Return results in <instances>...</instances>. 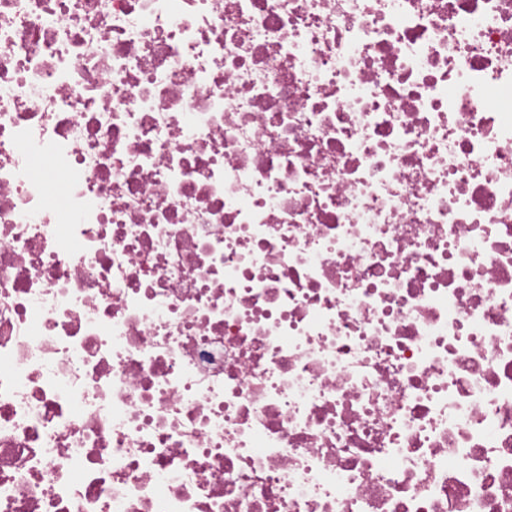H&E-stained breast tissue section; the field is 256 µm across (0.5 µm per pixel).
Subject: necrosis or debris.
Returning a JSON list of instances; mask_svg holds the SVG:
<instances>
[{
    "instance_id": "1",
    "label": "necrosis or debris",
    "mask_w": 512,
    "mask_h": 512,
    "mask_svg": "<svg viewBox=\"0 0 512 512\" xmlns=\"http://www.w3.org/2000/svg\"><path fill=\"white\" fill-rule=\"evenodd\" d=\"M0 512H512V0H0Z\"/></svg>"
}]
</instances>
